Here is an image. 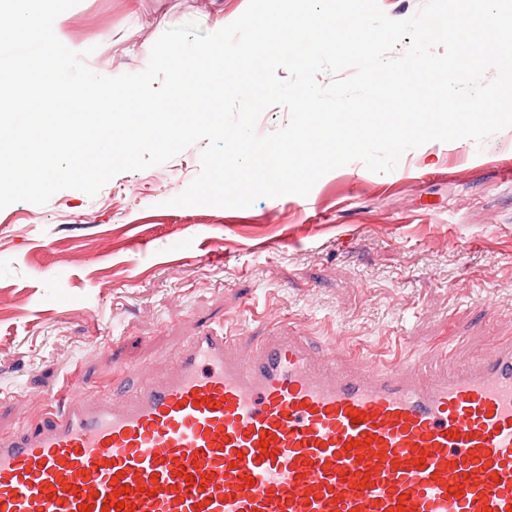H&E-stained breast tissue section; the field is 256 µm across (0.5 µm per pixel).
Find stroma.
Returning a JSON list of instances; mask_svg holds the SVG:
<instances>
[{"instance_id": "obj_1", "label": "stroma", "mask_w": 512, "mask_h": 512, "mask_svg": "<svg viewBox=\"0 0 512 512\" xmlns=\"http://www.w3.org/2000/svg\"><path fill=\"white\" fill-rule=\"evenodd\" d=\"M248 0H81L61 32L95 73L143 71L142 47L194 21L212 32ZM200 145L117 174L96 196L66 189L0 210V433L33 427L64 377L109 396L174 367L205 328L263 338L290 321L378 353L449 346L446 367L512 338V128L432 141L389 173L354 162L308 196L246 208L170 207Z\"/></svg>"}]
</instances>
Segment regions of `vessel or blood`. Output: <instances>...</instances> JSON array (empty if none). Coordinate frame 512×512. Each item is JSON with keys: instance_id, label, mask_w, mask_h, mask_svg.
<instances>
[{"instance_id": "vessel-or-blood-1", "label": "vessel or blood", "mask_w": 512, "mask_h": 512, "mask_svg": "<svg viewBox=\"0 0 512 512\" xmlns=\"http://www.w3.org/2000/svg\"><path fill=\"white\" fill-rule=\"evenodd\" d=\"M237 340L203 330L132 391L114 370L105 401L69 377L41 427L0 433V512H102L116 475L122 512H512L511 339L435 377V346L319 361L283 322Z\"/></svg>"}]
</instances>
